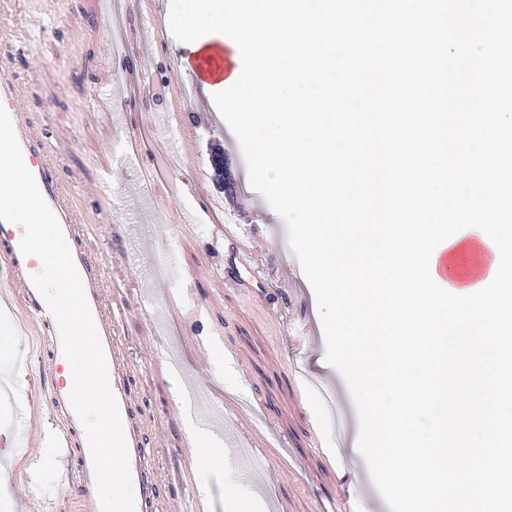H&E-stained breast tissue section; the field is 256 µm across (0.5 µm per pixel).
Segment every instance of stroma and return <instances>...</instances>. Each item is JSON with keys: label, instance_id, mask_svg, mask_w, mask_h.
I'll list each match as a JSON object with an SVG mask.
<instances>
[{"label": "stroma", "instance_id": "obj_1", "mask_svg": "<svg viewBox=\"0 0 512 512\" xmlns=\"http://www.w3.org/2000/svg\"><path fill=\"white\" fill-rule=\"evenodd\" d=\"M170 0H0V34L16 35L18 75L27 105L55 148L80 223L122 301L118 306L138 365L135 386L153 418L157 467L166 494L206 496L212 512L231 497L260 491L266 512H390L363 455L347 439L360 431L342 374L327 363L316 297L291 249L284 220L255 190L232 130L215 107L216 84L200 96L186 89L198 61L195 44L147 24L148 9ZM144 53L151 96L127 85L118 53ZM137 141L135 154L124 146ZM224 149L231 190L217 184L213 147ZM198 178L204 195L185 199L181 179ZM111 211V222L100 215ZM266 243L254 269L271 284L261 296L230 281L208 246L225 226ZM160 256L166 276L131 264L134 252ZM175 301L152 323V306ZM14 348L0 350V374L20 368L13 389L0 388V512H32L20 495L28 482L67 486L63 465L25 468L30 456L54 455L47 404L54 377H41L40 350L23 312L0 292ZM325 387L343 419L335 436L314 398ZM195 392L212 410L217 434L231 432L239 455H255L264 476L225 467L200 475L183 446L176 389Z\"/></svg>", "mask_w": 512, "mask_h": 512}]
</instances>
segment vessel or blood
<instances>
[{
  "instance_id": "obj_1",
  "label": "vessel or blood",
  "mask_w": 512,
  "mask_h": 512,
  "mask_svg": "<svg viewBox=\"0 0 512 512\" xmlns=\"http://www.w3.org/2000/svg\"><path fill=\"white\" fill-rule=\"evenodd\" d=\"M16 59V43L0 40V105L4 106L12 121L26 166L34 174L65 239L73 244L71 255L103 346L110 387L125 427L129 470L133 484L139 489L135 512H174L175 501L163 494L156 472L148 438L149 424L141 412L140 396L132 384L135 364L122 334V326L112 312V291L108 279L89 247L87 226L76 219L73 200L60 174V167L46 146L47 133L23 106L29 97V88L17 78ZM23 236L17 224L0 220V270L5 273L0 284L8 288L24 309L28 321L38 328L47 354L46 369L55 374L59 372L64 358L59 326L32 282V259L22 255L19 248ZM262 247V240L243 243L229 232L211 245L213 252L223 254L225 270L239 285L260 289L265 288L266 283L256 277L250 260ZM72 386L73 381L69 378L55 382L48 400L58 455L70 463L67 482L71 493L59 498L58 507L60 512H101L95 491L91 451L81 420L69 398Z\"/></svg>"
}]
</instances>
